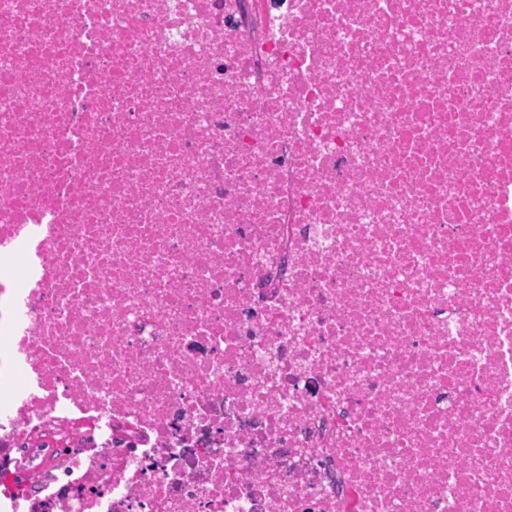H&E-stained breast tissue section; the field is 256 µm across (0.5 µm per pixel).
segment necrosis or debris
Returning <instances> with one entry per match:
<instances>
[{
  "mask_svg": "<svg viewBox=\"0 0 512 512\" xmlns=\"http://www.w3.org/2000/svg\"><path fill=\"white\" fill-rule=\"evenodd\" d=\"M0 505L512 512V0H0Z\"/></svg>",
  "mask_w": 512,
  "mask_h": 512,
  "instance_id": "necrosis-or-debris-1",
  "label": "necrosis or debris"
}]
</instances>
